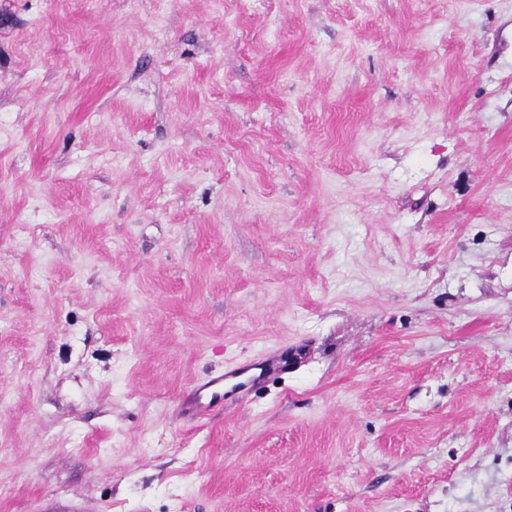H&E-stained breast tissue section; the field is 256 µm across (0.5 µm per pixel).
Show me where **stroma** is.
<instances>
[{
    "label": "stroma",
    "instance_id": "1",
    "mask_svg": "<svg viewBox=\"0 0 512 512\" xmlns=\"http://www.w3.org/2000/svg\"><path fill=\"white\" fill-rule=\"evenodd\" d=\"M0 512H512V0H0Z\"/></svg>",
    "mask_w": 512,
    "mask_h": 512
}]
</instances>
